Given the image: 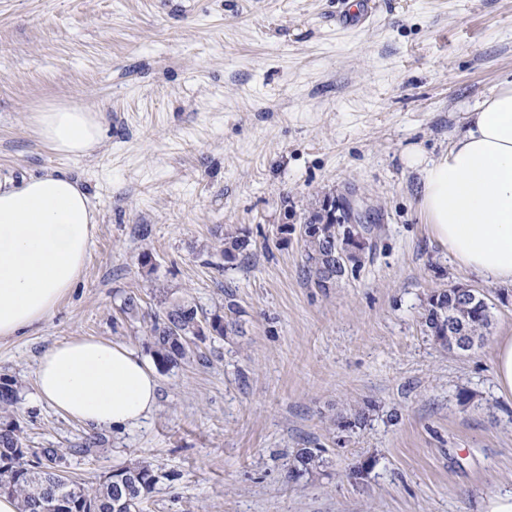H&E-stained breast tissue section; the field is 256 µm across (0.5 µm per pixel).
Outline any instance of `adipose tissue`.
Listing matches in <instances>:
<instances>
[{"mask_svg":"<svg viewBox=\"0 0 512 512\" xmlns=\"http://www.w3.org/2000/svg\"><path fill=\"white\" fill-rule=\"evenodd\" d=\"M103 115L74 106L33 113L34 131L55 152L84 156L101 144ZM419 169L418 208L432 236L459 265L512 285V81L468 113L450 148ZM96 207L76 180L50 169L21 180L0 177V338L39 326L79 279ZM159 385L149 363L109 341L74 338L46 349L36 391L63 416L96 429L146 419Z\"/></svg>","mask_w":512,"mask_h":512,"instance_id":"obj_1","label":"adipose tissue"}]
</instances>
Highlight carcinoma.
<instances>
[{
	"label": "carcinoma",
	"instance_id": "1",
	"mask_svg": "<svg viewBox=\"0 0 512 512\" xmlns=\"http://www.w3.org/2000/svg\"><path fill=\"white\" fill-rule=\"evenodd\" d=\"M370 231L368 225L355 228L341 223L338 218L329 222L322 207L310 212L303 231L304 273L308 280L326 291L336 287L349 272L361 267L362 258L355 257L348 267H336L333 243ZM248 246L245 236L225 237L224 260L235 261ZM448 303V290L432 294L427 301L423 325L437 326L450 316L460 317L470 327L473 345L483 343L493 318L489 302L478 300L466 310L451 309ZM205 325L220 339L239 332V324L220 311L209 313L188 300L163 302L158 313L150 317L148 328L151 352L157 365L169 369L199 357L200 343L207 339L202 332ZM17 398V381L0 377V494L14 497L19 503V512H58L55 505L62 500L72 501L84 512H141V504L157 482L150 462L143 460L115 468L94 488L64 480L60 472L67 468L69 458L97 456L104 437L90 436L72 448H31L21 436L19 422L14 419ZM322 463L321 450L301 448L290 463V477L299 478Z\"/></svg>",
	"mask_w": 512,
	"mask_h": 512
}]
</instances>
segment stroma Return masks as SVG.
<instances>
[{"label":"stroma","instance_id":"35a3bbf8","mask_svg":"<svg viewBox=\"0 0 512 512\" xmlns=\"http://www.w3.org/2000/svg\"><path fill=\"white\" fill-rule=\"evenodd\" d=\"M335 14L336 0H0V175L65 170L97 210L76 286L29 335L0 340L28 445L91 432L37 400L46 348L102 338L147 359L142 316L162 299L237 305L242 334L158 370L153 414L68 463L91 484L148 460L143 512H483L512 490V394L494 375L512 285L449 257L403 162L447 149L512 79V0H376L356 29ZM62 105L103 113L94 153L37 138L32 113ZM330 201L378 230L325 292L302 274L301 227ZM227 234L249 238L246 260L225 262ZM453 284L493 305L465 354L422 326ZM129 296L141 317L121 312ZM301 448L324 464L295 480Z\"/></svg>","mask_w":512,"mask_h":512}]
</instances>
